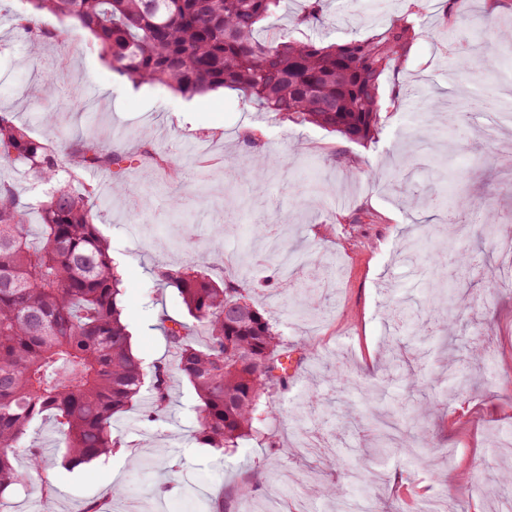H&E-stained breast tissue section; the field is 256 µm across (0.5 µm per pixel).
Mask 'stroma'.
<instances>
[{
    "instance_id": "stroma-1",
    "label": "stroma",
    "mask_w": 512,
    "mask_h": 512,
    "mask_svg": "<svg viewBox=\"0 0 512 512\" xmlns=\"http://www.w3.org/2000/svg\"><path fill=\"white\" fill-rule=\"evenodd\" d=\"M302 4L282 0L262 37L342 43L415 12L424 35L400 73L383 78L381 120L367 144L280 120L232 90L186 99L135 83L112 71L89 33H73L63 44L52 39L61 23L50 14L41 17L49 38L32 48L14 29L23 0H0L8 12L0 19V112L36 139L109 141L128 156L121 171L91 169L81 177L127 188L105 196L98 228L123 266L122 318L145 369L176 359L163 319H189L177 290L158 279L167 265L194 267L218 281L254 277L262 288L251 298L280 334L289 367L287 383L262 397L256 433L222 451L195 441L198 400L176 375L160 416L148 417L149 400L141 398L112 425L120 447L79 467L65 465L54 423L36 424L28 442L42 449L43 464L6 492L8 512H87L93 505L102 512H213L219 497L224 512H266L273 501L280 512H336L320 494L332 484L361 489L378 512H416L419 503L448 496L455 512H497L500 499L512 496V484L503 481L512 458L494 447L496 435H512V254L483 229L485 205L512 217V129L491 143L452 146L442 126L447 93L462 97L477 86L498 93L500 72L512 75V44L500 46L478 85L448 63L457 43L481 53L486 20L511 27L512 0H468L464 20L449 16L447 0H326L325 22L315 29L289 22ZM419 87L428 92L421 112L411 107ZM46 112L57 115L55 131L41 121ZM187 144L200 164L182 179L180 220L169 207L171 178L152 156H179ZM257 157L266 169L259 183L249 173ZM445 161L454 178L435 179ZM405 166L416 188L440 196L445 209L470 199L469 226L447 236L444 209L410 207L398 183L379 182L382 173ZM229 216L239 231L225 237L217 262L209 241ZM269 225L309 256L316 288L302 294L273 270L251 269L265 252ZM426 226L433 235L418 264L399 262L401 243ZM189 238L194 248L183 247ZM459 250L477 255L480 267L459 268ZM422 266L446 273L461 300L454 312L461 327L448 335L442 323L449 313L432 311L426 355L407 348L416 382L409 394L400 379H385L384 349L394 298L429 303ZM339 362L346 377L334 386L326 370ZM452 372L472 377L453 397ZM420 407L428 410L422 425L439 470L403 449L379 457L363 446L361 426L373 412L404 426ZM115 488L120 498H112Z\"/></svg>"
}]
</instances>
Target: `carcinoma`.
I'll list each match as a JSON object with an SVG mask.
<instances>
[{"label": "carcinoma", "mask_w": 512, "mask_h": 512, "mask_svg": "<svg viewBox=\"0 0 512 512\" xmlns=\"http://www.w3.org/2000/svg\"><path fill=\"white\" fill-rule=\"evenodd\" d=\"M18 29L35 42L52 35L65 42L86 31L112 70L141 83H158L185 98L229 87L282 120L310 123L363 143L377 130L382 78L402 66L419 38L408 16L382 31L344 43L256 36L281 0H26ZM323 0H308L296 26L323 20ZM49 13L66 26L52 33L39 23ZM491 111L502 101L473 93L468 110ZM0 159L56 187L36 203L41 223L31 232L29 205L0 182V495L17 484L15 460L42 465L26 440L29 426L55 418L64 459L75 467L121 446L112 421L141 397L146 370L132 353L119 306L120 279L97 221L101 194L72 189L79 168L121 167L125 158L94 140L73 148L31 137L0 113ZM68 179H59L60 173ZM160 281L177 289L206 341L191 340L189 326L166 327L177 353L176 370L198 396L197 439L211 448H235L249 436L262 395L287 382L280 338L269 319L232 280L217 283L188 267H163ZM398 330L416 341L425 324L402 311ZM169 400L167 371L152 383L155 413ZM384 421L365 426L369 444L391 450Z\"/></svg>", "instance_id": "cac0c4a2"}]
</instances>
